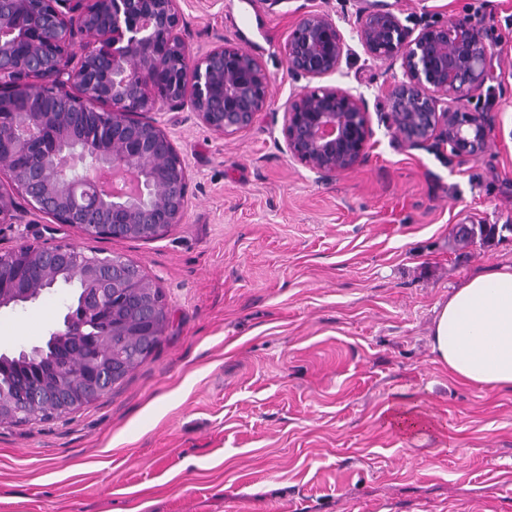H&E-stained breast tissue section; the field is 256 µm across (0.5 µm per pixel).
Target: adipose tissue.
<instances>
[{
	"mask_svg": "<svg viewBox=\"0 0 512 512\" xmlns=\"http://www.w3.org/2000/svg\"><path fill=\"white\" fill-rule=\"evenodd\" d=\"M430 340L455 379L512 389V265L466 278L435 307Z\"/></svg>",
	"mask_w": 512,
	"mask_h": 512,
	"instance_id": "ef3b65f1",
	"label": "adipose tissue"
}]
</instances>
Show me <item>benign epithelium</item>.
Wrapping results in <instances>:
<instances>
[{
  "label": "benign epithelium",
  "instance_id": "benign-epithelium-1",
  "mask_svg": "<svg viewBox=\"0 0 512 512\" xmlns=\"http://www.w3.org/2000/svg\"><path fill=\"white\" fill-rule=\"evenodd\" d=\"M182 24L178 0H0V169L9 176V187H0L1 224L15 192L91 239L149 241L182 222L188 166L166 130L141 115L186 106L212 132L233 135L265 109L269 85L261 61L228 40L193 54ZM77 31L94 38L80 54ZM357 33L370 57L401 63L387 109L407 147L484 152L490 117L464 106L487 79L490 52L477 29L458 20L416 33L376 9L360 16ZM345 48L336 21L311 10L295 21L281 53L289 75L311 82L335 74ZM283 135L292 158L330 180L366 158V100L335 84L306 87L288 102ZM61 276L88 287L79 314L54 332L67 337L71 352H80L83 328L93 322L105 325L102 343L140 336L128 352L146 353L165 307L156 285L120 256L71 245L1 252L0 309L35 300L32 292ZM124 362L99 360L71 385L32 376L0 395V404L20 412L40 400L60 410L97 400Z\"/></svg>",
  "mask_w": 512,
  "mask_h": 512
}]
</instances>
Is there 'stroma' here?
<instances>
[{
    "mask_svg": "<svg viewBox=\"0 0 512 512\" xmlns=\"http://www.w3.org/2000/svg\"><path fill=\"white\" fill-rule=\"evenodd\" d=\"M204 54L256 55L268 105L214 134L189 110L156 118L190 172L180 224L158 239H90L23 196L0 252L68 244L132 261L169 325L122 386L49 420L0 425V512H512V390L458 382L436 362V304L470 274L512 264V0H179ZM372 7L413 30L465 20L491 49L472 107L495 119L476 158L401 144L386 94L399 64L370 58ZM328 13L347 50L333 83L363 95L373 136L357 168L321 180L287 152L306 82L281 47L297 16ZM496 226L492 241L460 225ZM72 291L0 311V353L62 330ZM437 421L386 423L390 405Z\"/></svg>",
    "mask_w": 512,
    "mask_h": 512,
    "instance_id": "35a3bbf8",
    "label": "stroma"
}]
</instances>
